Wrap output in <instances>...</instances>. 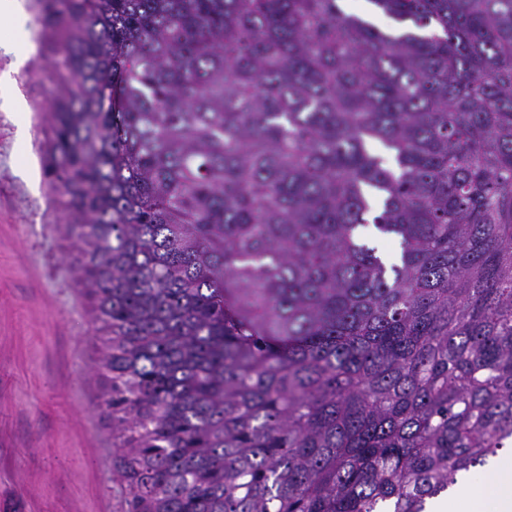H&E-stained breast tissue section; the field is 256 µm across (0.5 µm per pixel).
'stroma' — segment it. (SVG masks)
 I'll return each mask as SVG.
<instances>
[{"instance_id":"35a3bbf8","label":"stroma","mask_w":512,"mask_h":512,"mask_svg":"<svg viewBox=\"0 0 512 512\" xmlns=\"http://www.w3.org/2000/svg\"><path fill=\"white\" fill-rule=\"evenodd\" d=\"M0 23V512H124L101 343L40 162L42 58Z\"/></svg>"}]
</instances>
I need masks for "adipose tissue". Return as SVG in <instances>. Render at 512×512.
Returning <instances> with one entry per match:
<instances>
[{
	"mask_svg": "<svg viewBox=\"0 0 512 512\" xmlns=\"http://www.w3.org/2000/svg\"><path fill=\"white\" fill-rule=\"evenodd\" d=\"M434 512H512V455L496 458L487 474L459 483Z\"/></svg>",
	"mask_w": 512,
	"mask_h": 512,
	"instance_id": "ef3b65f1",
	"label": "adipose tissue"
}]
</instances>
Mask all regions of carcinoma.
Masks as SVG:
<instances>
[{"instance_id":"obj_1","label":"carcinoma","mask_w":512,"mask_h":512,"mask_svg":"<svg viewBox=\"0 0 512 512\" xmlns=\"http://www.w3.org/2000/svg\"><path fill=\"white\" fill-rule=\"evenodd\" d=\"M35 2L127 512H426L512 447V0Z\"/></svg>"}]
</instances>
